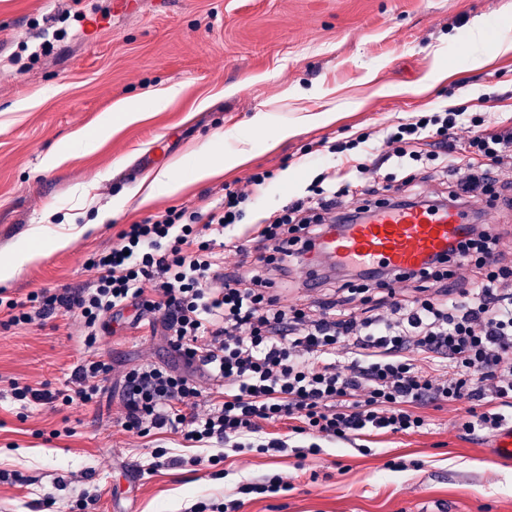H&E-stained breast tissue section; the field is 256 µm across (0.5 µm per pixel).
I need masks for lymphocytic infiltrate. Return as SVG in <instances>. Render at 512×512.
<instances>
[{
    "label": "lymphocytic infiltrate",
    "mask_w": 512,
    "mask_h": 512,
    "mask_svg": "<svg viewBox=\"0 0 512 512\" xmlns=\"http://www.w3.org/2000/svg\"><path fill=\"white\" fill-rule=\"evenodd\" d=\"M325 142L351 174L337 185L322 174L308 195L288 201L244 231L243 208L272 174L256 172L224 190L207 210L169 207L125 225L119 243L89 256L92 281L83 288L1 299L7 325L78 313L86 343L104 317L134 309V323L161 318L162 332L182 369L147 363L123 377L124 430H161L183 441L218 443L233 452L278 453L287 440L263 433L287 422L291 435L320 442L415 433L426 404L469 401L467 433L490 435L512 409V252L500 246L475 205L495 177L512 175V126L491 125L483 113L456 109L416 113L388 130ZM414 165L401 184L365 183L384 165ZM438 176L448 193L422 196L413 182ZM359 188L357 219L382 205L453 208L469 218L466 236L417 272L368 278L331 265V291L311 306H281L273 287L301 266L315 240L337 226L343 196ZM241 256L240 274L223 273L225 253ZM112 367L77 363L62 387L11 382L22 403L92 402ZM222 389L221 403L197 412L198 375Z\"/></svg>",
    "instance_id": "1"
}]
</instances>
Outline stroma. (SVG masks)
Segmentation results:
<instances>
[{"label": "stroma", "instance_id": "obj_1", "mask_svg": "<svg viewBox=\"0 0 512 512\" xmlns=\"http://www.w3.org/2000/svg\"><path fill=\"white\" fill-rule=\"evenodd\" d=\"M113 0H0V257L26 243L41 258L0 284L6 296L80 288L84 261L112 248L124 225L169 207L208 208L225 185L256 171L272 179L243 223L305 194L333 163L321 140L375 137L414 113L474 112L488 101L512 117V0H138L101 28L85 17ZM485 27L481 41L470 29ZM178 86V96L165 92ZM138 103V120L100 132L102 118ZM335 113L326 125L309 116ZM294 135L281 139L279 127ZM98 136L95 149L78 142ZM233 169L192 182L189 160L207 141ZM179 192L142 201L131 190L161 170ZM109 222L83 231L98 207ZM68 247L55 248L58 237ZM0 313V512H188L210 498H242L240 512H512V459L489 437L467 434V401L430 404L426 429L330 444L297 458L228 453L179 435L122 430L121 379L147 362L174 363L160 332L118 322L85 345L77 315L5 327ZM112 366L97 400L21 406L11 382L57 388L83 358ZM75 436L67 437L63 428ZM162 447L171 465L157 468ZM291 490L239 496L272 476Z\"/></svg>", "mask_w": 512, "mask_h": 512}]
</instances>
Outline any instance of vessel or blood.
Instances as JSON below:
<instances>
[{
	"label": "vessel or blood",
	"mask_w": 512,
	"mask_h": 512,
	"mask_svg": "<svg viewBox=\"0 0 512 512\" xmlns=\"http://www.w3.org/2000/svg\"><path fill=\"white\" fill-rule=\"evenodd\" d=\"M455 210L381 207L366 221L347 224L323 236L309 262H346L366 274L381 268L395 273L420 270L430 258L446 253L464 233Z\"/></svg>",
	"instance_id": "obj_1"
}]
</instances>
